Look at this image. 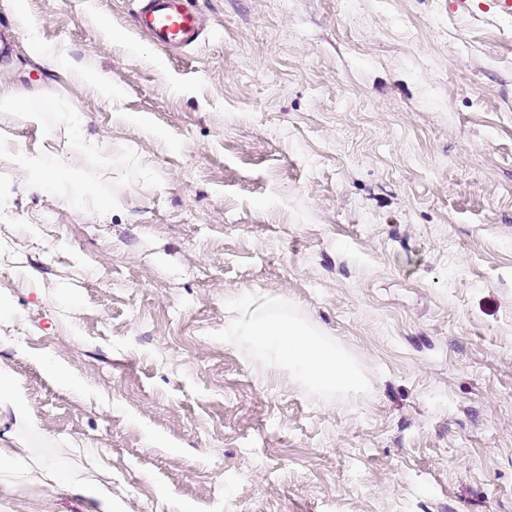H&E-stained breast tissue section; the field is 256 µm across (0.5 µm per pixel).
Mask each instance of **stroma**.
<instances>
[{
    "instance_id": "1",
    "label": "stroma",
    "mask_w": 512,
    "mask_h": 512,
    "mask_svg": "<svg viewBox=\"0 0 512 512\" xmlns=\"http://www.w3.org/2000/svg\"><path fill=\"white\" fill-rule=\"evenodd\" d=\"M191 2L168 54L130 0H0L28 105L0 111V374L39 421L0 405V441L97 456L112 512H512V12ZM245 294L361 387L258 364L224 334ZM94 506L0 485V512Z\"/></svg>"
}]
</instances>
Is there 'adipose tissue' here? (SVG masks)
<instances>
[{
	"label": "adipose tissue",
	"instance_id": "ef3b65f1",
	"mask_svg": "<svg viewBox=\"0 0 512 512\" xmlns=\"http://www.w3.org/2000/svg\"><path fill=\"white\" fill-rule=\"evenodd\" d=\"M269 304L267 298L251 297L233 305L225 335L248 346L260 360L288 367L305 386L342 391L359 384V374L344 355L324 347L297 324L265 315ZM98 470V461L87 457L65 476L53 460L33 459L0 443V481L28 483L56 494L77 492L97 501L100 512H112L111 494L94 479Z\"/></svg>",
	"mask_w": 512,
	"mask_h": 512
}]
</instances>
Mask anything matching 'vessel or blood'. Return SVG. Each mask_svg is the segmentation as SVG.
<instances>
[{
	"mask_svg": "<svg viewBox=\"0 0 512 512\" xmlns=\"http://www.w3.org/2000/svg\"><path fill=\"white\" fill-rule=\"evenodd\" d=\"M139 28L160 49H183L195 45L203 32L201 16L188 0H134Z\"/></svg>",
	"mask_w": 512,
	"mask_h": 512,
	"instance_id": "vessel-or-blood-1",
	"label": "vessel or blood"
}]
</instances>
